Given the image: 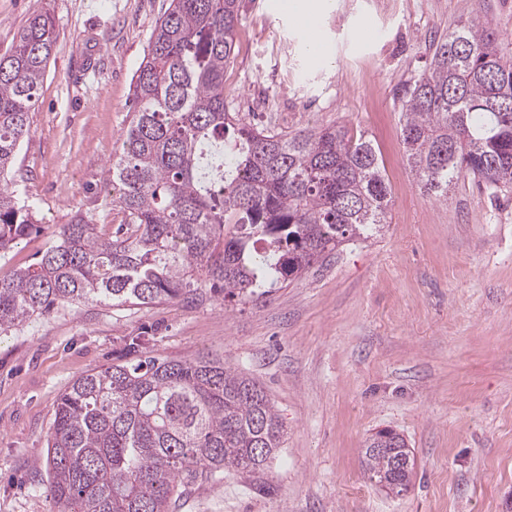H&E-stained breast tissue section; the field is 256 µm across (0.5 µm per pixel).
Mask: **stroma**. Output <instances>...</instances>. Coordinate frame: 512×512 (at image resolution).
<instances>
[{
  "label": "stroma",
  "instance_id": "obj_1",
  "mask_svg": "<svg viewBox=\"0 0 512 512\" xmlns=\"http://www.w3.org/2000/svg\"><path fill=\"white\" fill-rule=\"evenodd\" d=\"M170 0H0V54L35 12L57 41L16 166L44 226L0 257L26 268L78 213L119 225L105 170L131 114L132 78ZM272 0H239L224 72L229 111L283 130L347 126L383 161L387 222L301 279L246 302L207 294L153 306L64 305L0 333V512H52L47 434L57 399L132 339L174 360L217 355L261 383L285 429L264 472L225 471L175 512H506L512 500V191L469 176L444 200L421 190L400 137L398 90L462 13L512 52V0H332L313 60ZM382 429L415 458L401 496L364 475Z\"/></svg>",
  "mask_w": 512,
  "mask_h": 512
}]
</instances>
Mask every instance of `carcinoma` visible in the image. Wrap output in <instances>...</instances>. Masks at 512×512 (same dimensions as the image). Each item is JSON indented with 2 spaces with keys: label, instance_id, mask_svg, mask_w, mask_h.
<instances>
[{
  "label": "carcinoma",
  "instance_id": "carcinoma-1",
  "mask_svg": "<svg viewBox=\"0 0 512 512\" xmlns=\"http://www.w3.org/2000/svg\"><path fill=\"white\" fill-rule=\"evenodd\" d=\"M239 24L238 0H170L106 171L125 223L111 233L77 214L58 225L36 263L0 277L1 331L64 304L149 306L206 286L267 296L387 223L384 168L364 136L258 127L227 110ZM56 41L52 19L35 13L0 55V255L42 231L13 184ZM399 100L406 162L427 195L448 197L467 174L493 194L512 188V58L488 28L461 15ZM283 438L264 389L220 357L120 359L57 401L47 495L54 512H173L181 489L264 470ZM409 456L392 430L361 449L370 478L397 495L412 484Z\"/></svg>",
  "mask_w": 512,
  "mask_h": 512
}]
</instances>
